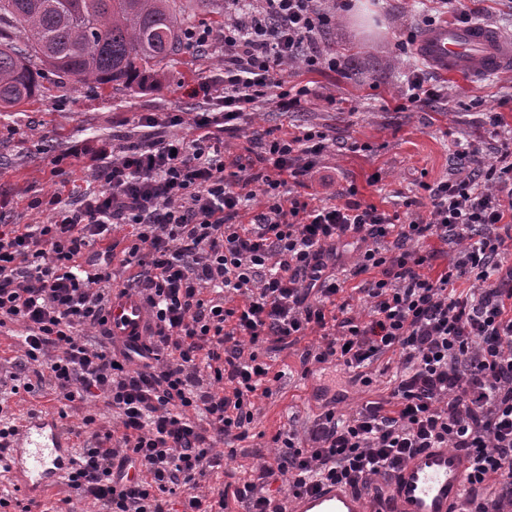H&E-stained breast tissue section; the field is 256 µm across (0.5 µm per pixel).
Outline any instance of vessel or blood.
Here are the masks:
<instances>
[{
  "label": "vessel or blood",
  "instance_id": "b4317fda",
  "mask_svg": "<svg viewBox=\"0 0 512 512\" xmlns=\"http://www.w3.org/2000/svg\"><path fill=\"white\" fill-rule=\"evenodd\" d=\"M416 49L448 74L483 75L512 67V36L484 24L432 27ZM107 318L116 343L141 342L148 334V311L136 293L114 296ZM74 461L70 439L57 420L35 414L20 426L8 465L18 488L37 494L58 484ZM467 474L468 464L456 452L430 448L397 471L390 503L374 505L367 492L331 486L299 499L294 512H457Z\"/></svg>",
  "mask_w": 512,
  "mask_h": 512
}]
</instances>
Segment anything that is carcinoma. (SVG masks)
Listing matches in <instances>:
<instances>
[{"mask_svg":"<svg viewBox=\"0 0 512 512\" xmlns=\"http://www.w3.org/2000/svg\"><path fill=\"white\" fill-rule=\"evenodd\" d=\"M183 12L182 0H0V108L31 99L43 68L81 84L158 85Z\"/></svg>","mask_w":512,"mask_h":512,"instance_id":"cac0c4a2","label":"carcinoma"}]
</instances>
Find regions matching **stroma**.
I'll list each match as a JSON object with an SVG mask.
<instances>
[{"label": "stroma", "mask_w": 512, "mask_h": 512, "mask_svg": "<svg viewBox=\"0 0 512 512\" xmlns=\"http://www.w3.org/2000/svg\"><path fill=\"white\" fill-rule=\"evenodd\" d=\"M435 0H347L323 32L321 48L343 57L341 71L308 70L297 63L293 81L313 93L301 106L284 112L275 104L259 105L238 127L224 134L227 170L244 165L248 173L263 171L254 129L275 133L319 130L327 148L315 159L311 176L287 182L286 196L329 201L338 191L354 188L365 205L408 218L431 207L428 186L454 171L455 140L470 141L482 166L494 164L505 138L512 136V69L473 78L434 70L414 48L401 47L407 34H422L419 17L435 14ZM224 66L221 51L181 47L165 68L159 87L79 85L44 69L38 95L16 108L0 110V224H39L47 215L34 209L35 199L52 194L57 180L50 159L84 140L136 137L135 118L142 112H202L211 101L199 93L200 83L217 78ZM412 68L433 84L448 88L446 102L408 105L403 71ZM318 334L286 347L271 358L281 379L271 382L270 397L256 401L249 436L223 446L224 462L201 483L202 489H226L228 512H245L233 492L245 472L271 453L272 437L293 425L303 427L318 413L319 390L341 391L337 405L344 414L385 394L384 375L353 384L334 366L300 376V356L317 347Z\"/></svg>", "instance_id": "obj_1"}]
</instances>
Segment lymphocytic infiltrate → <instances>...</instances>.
<instances>
[{
    "label": "lymphocytic infiltrate",
    "mask_w": 512,
    "mask_h": 512,
    "mask_svg": "<svg viewBox=\"0 0 512 512\" xmlns=\"http://www.w3.org/2000/svg\"><path fill=\"white\" fill-rule=\"evenodd\" d=\"M335 0H243L221 37L186 29L184 43L224 46V77L209 84L220 112L185 118L141 115L146 140L83 145L98 190L69 201L55 191L43 224H0V327L20 326L17 368L0 365V389L18 393L33 370L58 402L103 401L115 416L69 426L90 446L65 482L101 512H225L200 480L220 467L217 445L246 438L255 399L270 396L268 338L320 333L301 375L333 364L370 385L369 367L399 362L388 393L349 416L323 405L305 432L278 431V450L236 490L247 512H286L327 484L374 490L416 452L448 447L470 460V512H512V145L477 172L476 153L458 149L452 177L429 186L427 216L390 214L353 198L309 209L282 195L287 179L309 175L326 135L254 137L268 172L265 202L237 223L252 176L226 173L224 133L261 103L287 111L312 90L287 67L341 69L318 40ZM189 125L187 135L175 127ZM125 228L126 245L109 237ZM456 246L431 276L421 246ZM377 273L366 315L337 302L340 268ZM138 293L151 320L143 344L94 345L82 326L106 328L113 281ZM287 484L286 492L274 487Z\"/></svg>",
    "instance_id": "1"
}]
</instances>
